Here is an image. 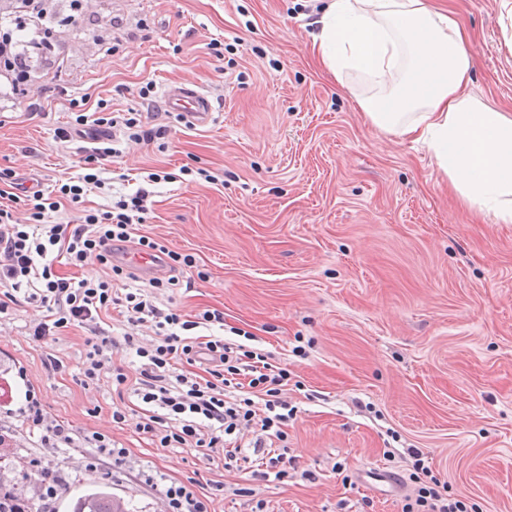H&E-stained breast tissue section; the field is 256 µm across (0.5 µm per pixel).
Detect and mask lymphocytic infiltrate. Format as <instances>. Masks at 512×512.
Returning a JSON list of instances; mask_svg holds the SVG:
<instances>
[{"mask_svg": "<svg viewBox=\"0 0 512 512\" xmlns=\"http://www.w3.org/2000/svg\"><path fill=\"white\" fill-rule=\"evenodd\" d=\"M87 124L112 129L129 141L154 137L135 109L101 112L93 118L77 115L74 126ZM118 154L113 147L90 148L83 159L85 171L76 181L21 196L16 193L13 170L0 168V314L21 299L45 308L44 318L32 332L35 341L45 343L69 328L96 324L111 309L124 308L130 323L148 326L154 334L148 344L125 334V345L141 364L134 374H115L118 386L130 389L148 406L138 425L139 434L160 448L223 449L228 468L250 462L256 455L261 459L263 479L288 480L293 464L287 455L288 424L296 410L281 397L287 369L269 363L265 354L224 338L191 337L197 324L223 323L220 310H205L194 322L175 310L160 309L150 293H115V282L135 277L129 269L113 264L115 246L132 241L143 254L165 255L172 272L165 282L169 288L179 286L178 271L193 264L190 255L169 252L149 236L131 237L135 225L143 223L149 212L150 185L170 180V173H148L144 187L113 200L107 210L81 208L87 189L104 186L105 162ZM17 201L27 207L30 225L15 222L13 204ZM52 247L68 265L82 267L95 261L109 267L111 275L80 280L65 276L46 259ZM245 386L264 392L263 411L254 410L252 399L242 395ZM248 430L256 433L249 441L244 438ZM407 455L412 461L411 492L403 512H470L467 502L449 495L447 483L434 476L421 449H408ZM23 471L35 483L37 499L0 483V512H54L64 481L62 472L44 465L38 456L26 458Z\"/></svg>", "mask_w": 512, "mask_h": 512, "instance_id": "obj_1", "label": "lymphocytic infiltrate"}]
</instances>
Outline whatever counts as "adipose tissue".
Masks as SVG:
<instances>
[{"mask_svg":"<svg viewBox=\"0 0 512 512\" xmlns=\"http://www.w3.org/2000/svg\"><path fill=\"white\" fill-rule=\"evenodd\" d=\"M314 35L317 67L375 86L405 68L402 90L359 98L377 127L423 143L462 200L512 223V113L471 90L469 35L446 0H328Z\"/></svg>","mask_w":512,"mask_h":512,"instance_id":"1","label":"adipose tissue"}]
</instances>
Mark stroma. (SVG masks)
Returning a JSON list of instances; mask_svg holds the SVG:
<instances>
[{
    "label": "stroma",
    "instance_id": "1",
    "mask_svg": "<svg viewBox=\"0 0 512 512\" xmlns=\"http://www.w3.org/2000/svg\"><path fill=\"white\" fill-rule=\"evenodd\" d=\"M452 6L471 35L476 98L511 103L512 16L501 0ZM56 7L53 60L33 55L20 91L0 78V168L53 187L80 174L87 146L58 144L55 128L139 108L148 82L201 88L209 125L149 117L146 127L167 134L121 144L106 190L83 205L105 208L147 172L171 173L153 185L135 232L193 255L208 277L159 291L156 304L191 316L219 309L223 324L193 336L224 337L288 369L294 471L266 482L225 467L220 453L156 447L136 430L141 401L119 397L113 380L138 362L124 333L147 340L150 329L113 310L96 330L41 344L30 332L43 311L23 302L0 314V480L33 497L22 462L37 455L65 475L56 512H72L96 485L127 512H168L152 481L160 474L209 494L211 512H401V486L366 472L405 474L413 446L473 512H512V224L478 217L425 145L364 117L357 100L375 93L369 80L351 72L339 84L313 66L324 0H88V26L70 19L66 0ZM215 39L223 58L208 50ZM198 168L216 182L192 180ZM90 340L105 341L106 364L84 386ZM31 394L46 423L69 425L72 447H45L43 430L29 428L21 411ZM116 408L124 423L113 422ZM92 431L126 458L87 471L82 438Z\"/></svg>",
    "mask_w": 512,
    "mask_h": 512
}]
</instances>
